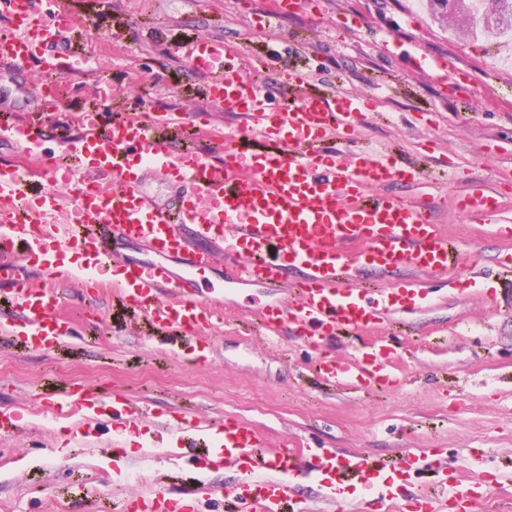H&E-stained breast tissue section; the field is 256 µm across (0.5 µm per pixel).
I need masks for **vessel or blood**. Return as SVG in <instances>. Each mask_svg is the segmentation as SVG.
I'll use <instances>...</instances> for the list:
<instances>
[{"mask_svg":"<svg viewBox=\"0 0 512 512\" xmlns=\"http://www.w3.org/2000/svg\"><path fill=\"white\" fill-rule=\"evenodd\" d=\"M0 35V62L21 68L56 44L72 19L63 13L34 16L32 0H10ZM186 52L197 72L209 74V95L221 111L235 112L245 126L224 139L220 160L173 145L168 127L173 114L132 115L103 127L93 110L80 113V137L69 142L62 158L52 159L41 175L47 189L27 195L31 178L23 169L0 170V296L15 311L0 321V335L19 338L25 348L44 351L70 338L73 330L56 317L58 279L67 277L95 288L112 287L124 302L142 310L153 324L191 336L224 320V305L199 301L198 281L214 266L216 251L224 253V279L235 285L291 283L301 300L292 324L311 347L336 328L377 327L381 312L413 300L410 285L372 291L361 284V260L343 261L338 244L347 239L367 243L374 269L386 273L401 267L417 274L448 269V245L430 210L418 200L394 195L406 182H420L417 166L385 152L362 151L353 164L326 154L336 135H351L356 121L375 103L374 96L339 92L330 96L305 90L303 75L289 78L299 95L288 106L272 109L255 80L226 67L229 47L220 39L197 41ZM440 82L452 92L477 95L470 76L452 61L437 63ZM21 142L38 152L41 129L15 117L0 120V142ZM251 156L252 176L238 179L234 171ZM175 175L186 192L175 205L159 206L138 184L145 172ZM115 177L106 186L92 172ZM381 187L378 195L371 186ZM75 199L65 223L53 221L62 206V190ZM503 194L492 186L465 182L453 197L455 210L471 220L489 221L501 209ZM207 241L206 249L190 248L186 236ZM138 243L154 252L151 260L129 261L122 280L107 276L115 247ZM16 251L41 260L44 286L32 289L27 273L8 261ZM181 266L172 272L166 258ZM300 275L289 279V268ZM318 371L329 381L353 380L363 386L395 388L394 352L379 343L360 358L339 363L319 358ZM93 392L71 391L53 404L55 415L104 403ZM113 412L137 415L130 403L106 401ZM225 467L247 472L235 494L243 512H286L296 496V480L305 469L298 450L267 454L257 433L245 423H224ZM414 462L403 458L393 468L360 455L337 459L328 451L316 470L327 489L359 484L399 496ZM432 491L418 497V512H448L449 505L472 501L473 485H461L445 463L434 467Z\"/></svg>","mask_w":512,"mask_h":512,"instance_id":"obj_1","label":"vessel or blood"}]
</instances>
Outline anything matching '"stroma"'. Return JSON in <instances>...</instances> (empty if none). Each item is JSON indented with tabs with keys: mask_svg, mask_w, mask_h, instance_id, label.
Returning a JSON list of instances; mask_svg holds the SVG:
<instances>
[{
	"mask_svg": "<svg viewBox=\"0 0 512 512\" xmlns=\"http://www.w3.org/2000/svg\"><path fill=\"white\" fill-rule=\"evenodd\" d=\"M42 15L63 8L79 17L44 63L23 71L0 66V111L44 122L41 155L60 153L78 135L86 107L99 121L133 113L181 115L194 149L217 150L219 137L242 126L240 116L214 108L208 80L184 55L185 44L221 38L230 64L254 78L272 108L296 96L288 76L308 74L317 88L341 86L373 94L374 111L356 126L357 145L389 151L419 168H436L434 152L460 171L492 183L512 170V66L494 65V39L459 35L435 22L428 0H307L269 16L268 0H34ZM89 65L63 68L67 52ZM452 58L484 89L466 103L445 96L435 61ZM432 138L436 151L421 148ZM493 142L501 155L482 157ZM435 217L457 255L446 274L421 276L423 304L389 309L379 331L397 351L401 378L393 390L328 383L315 371L318 354L345 362L366 349L367 337L344 329L323 336L313 351L291 328L262 334L259 314L279 304L294 312L295 294L265 286L235 287L223 269L204 280L202 294L223 297L228 323L203 330L208 359L191 364L182 336L154 328L137 308L111 293L85 295L59 279L57 317L73 324L72 342L32 352L0 338V412L20 417L0 437V512H124L154 486L190 512H236L243 474L213 461L214 431L224 420L251 425L268 448L306 449L308 456L361 454L392 466L418 463L402 505L429 490L434 461L465 480L482 475L492 507L512 502V270L501 261L512 241L444 204L451 182L435 184ZM103 391L140 405L138 419L81 408L53 415L51 404L73 388ZM176 435L201 434L193 448L172 449L158 425ZM146 473L147 482L135 476ZM300 512H386L381 494L352 492L327 502L314 477L301 479Z\"/></svg>",
	"mask_w": 512,
	"mask_h": 512,
	"instance_id": "obj_1",
	"label": "stroma"
}]
</instances>
